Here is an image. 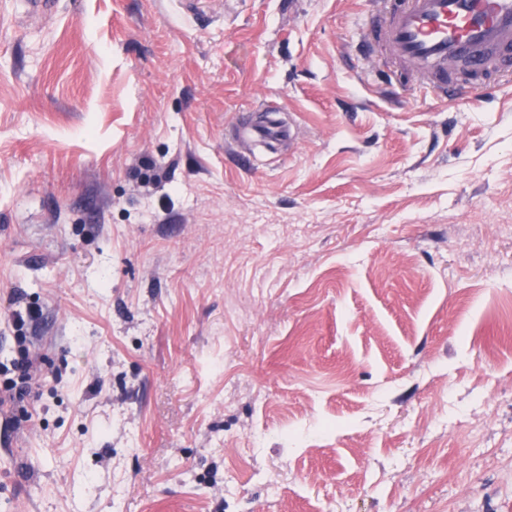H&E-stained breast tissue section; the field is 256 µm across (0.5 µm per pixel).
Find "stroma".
<instances>
[{
  "mask_svg": "<svg viewBox=\"0 0 512 512\" xmlns=\"http://www.w3.org/2000/svg\"><path fill=\"white\" fill-rule=\"evenodd\" d=\"M373 7L0 0V512H512V83Z\"/></svg>",
  "mask_w": 512,
  "mask_h": 512,
  "instance_id": "stroma-1",
  "label": "stroma"
}]
</instances>
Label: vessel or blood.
I'll return each mask as SVG.
<instances>
[{
  "label": "vessel or blood",
  "mask_w": 512,
  "mask_h": 512,
  "mask_svg": "<svg viewBox=\"0 0 512 512\" xmlns=\"http://www.w3.org/2000/svg\"><path fill=\"white\" fill-rule=\"evenodd\" d=\"M362 43L366 56L384 55L419 86L462 101L497 91L512 79V0H377ZM462 63L483 83L449 78Z\"/></svg>",
  "instance_id": "obj_1"
}]
</instances>
